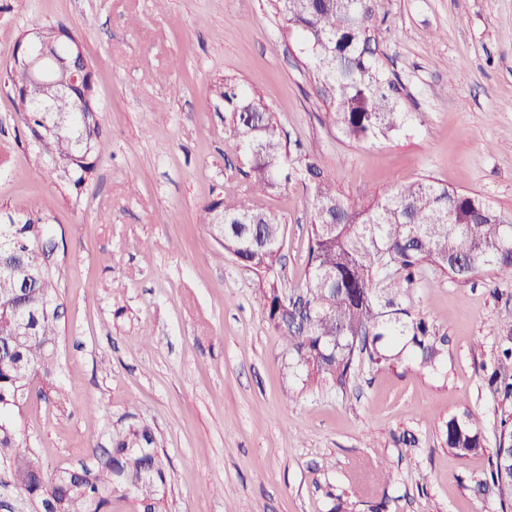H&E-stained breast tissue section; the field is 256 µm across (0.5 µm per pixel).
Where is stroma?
<instances>
[{
    "label": "stroma",
    "instance_id": "stroma-1",
    "mask_svg": "<svg viewBox=\"0 0 512 512\" xmlns=\"http://www.w3.org/2000/svg\"><path fill=\"white\" fill-rule=\"evenodd\" d=\"M379 18L385 74L417 121L356 143L270 0H0V76L33 22L64 24L109 141L74 187L0 84V224H48L62 304L57 372L16 415L48 469L93 465L115 431L147 425L169 472L165 512H512L479 488L512 415L497 392L512 382V282L422 271L414 312L447 336L442 364L407 357L342 392L289 368L257 277L200 222L210 202L250 198L285 226L284 287H304L313 185L300 161L288 184L253 193L228 84L347 199L429 177L512 222V0H381ZM466 411L483 446L462 457L444 428Z\"/></svg>",
    "mask_w": 512,
    "mask_h": 512
}]
</instances>
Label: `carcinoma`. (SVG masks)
<instances>
[{
	"mask_svg": "<svg viewBox=\"0 0 512 512\" xmlns=\"http://www.w3.org/2000/svg\"><path fill=\"white\" fill-rule=\"evenodd\" d=\"M278 14L300 35L317 77V93L329 103L333 121L350 140L389 138L412 116L402 111L393 81L377 53L375 21L379 0H273ZM225 100L234 105V131L250 158L256 194L279 188L295 172V159L273 113L233 86ZM60 98L56 112L23 113L32 135L79 186L92 169L88 158L107 148L99 122L70 113ZM315 181V214L308 244V282L298 295L282 287L281 250L285 227L249 201L211 202L202 222L224 251L264 277L270 325L282 337L291 367L306 380L347 387L363 367L378 369L402 361L405 353L422 367L443 357L444 337L413 314L415 276L431 267L458 279L483 271L512 280V224L482 197L448 190L422 178L397 187L373 204L346 201L321 179L316 159L305 164ZM224 210V226L214 223ZM46 225L39 218L0 224V239L27 245L25 258L0 267V461L34 512L57 503L60 512H107L114 499H129L136 512H161L168 472L153 430L131 426L112 439L98 466L77 474H46L39 460L22 451L13 417L37 377L55 374L58 319L51 271L32 277L31 259L40 250ZM448 447L460 456L481 447L480 428L469 413L445 425ZM502 432L489 479L501 496L512 497V482L501 472Z\"/></svg>",
	"mask_w": 512,
	"mask_h": 512,
	"instance_id": "obj_1",
	"label": "carcinoma"
}]
</instances>
